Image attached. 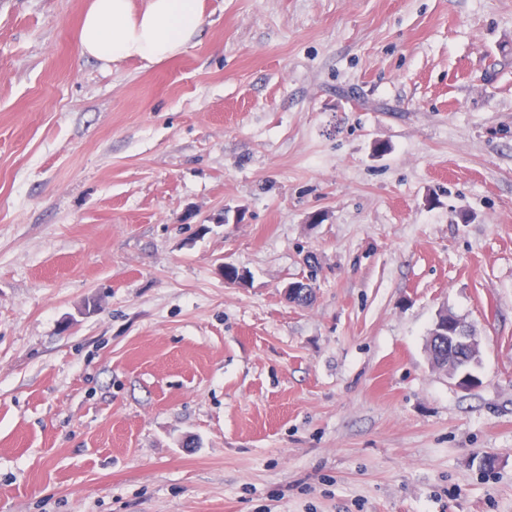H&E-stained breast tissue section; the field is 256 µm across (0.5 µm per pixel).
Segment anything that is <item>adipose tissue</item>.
Instances as JSON below:
<instances>
[{
    "mask_svg": "<svg viewBox=\"0 0 512 512\" xmlns=\"http://www.w3.org/2000/svg\"><path fill=\"white\" fill-rule=\"evenodd\" d=\"M201 22L199 0H89L79 51L105 64L132 58L151 65L185 50Z\"/></svg>",
    "mask_w": 512,
    "mask_h": 512,
    "instance_id": "ef3b65f1",
    "label": "adipose tissue"
}]
</instances>
